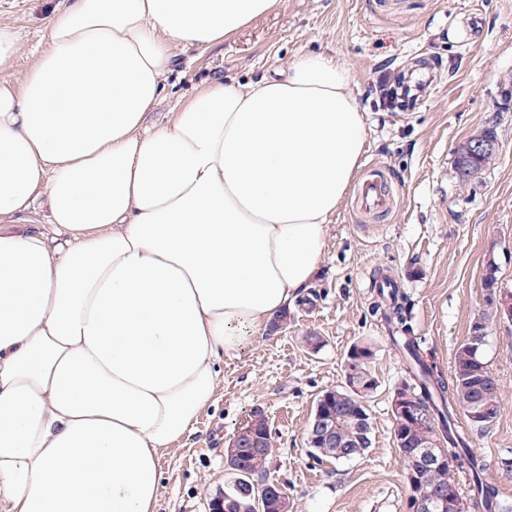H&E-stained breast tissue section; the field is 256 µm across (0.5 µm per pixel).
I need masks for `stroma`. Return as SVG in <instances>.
<instances>
[{"label": "stroma", "instance_id": "1", "mask_svg": "<svg viewBox=\"0 0 512 512\" xmlns=\"http://www.w3.org/2000/svg\"><path fill=\"white\" fill-rule=\"evenodd\" d=\"M62 2L0 0V23L20 38L13 80L45 49L49 13ZM473 16L482 24L476 40L468 37ZM306 53L326 54L348 69L367 115L363 166L388 171L395 206L362 221L344 201L327 228L319 274L287 326L220 358L211 401L160 458L156 512H211L213 492L229 479V439L258 406L274 436L270 476L285 488L292 512H405L391 408L401 365L371 313L375 285L387 274L397 280L415 333L446 372L485 304L489 256L512 290V0H280L273 13L224 43L177 49L150 118L164 119L207 83L271 76ZM417 65L444 81L415 110L399 111L388 98L389 82L400 68ZM485 127L496 134V158L460 183L454 151ZM311 332L323 340L316 353L303 342ZM367 337L375 342L371 369L379 381L367 401L372 445L351 460H314L307 432L315 402L343 384L347 350ZM483 354L505 401L473 449L500 497L512 501V473L499 465L512 457V322L490 323Z\"/></svg>", "mask_w": 512, "mask_h": 512}]
</instances>
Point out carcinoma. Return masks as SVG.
<instances>
[{"instance_id": "cac0c4a2", "label": "carcinoma", "mask_w": 512, "mask_h": 512, "mask_svg": "<svg viewBox=\"0 0 512 512\" xmlns=\"http://www.w3.org/2000/svg\"><path fill=\"white\" fill-rule=\"evenodd\" d=\"M490 149L467 155L463 147L456 150V169L459 181L468 182L495 158ZM498 263L494 255L486 261L482 288L485 308L471 320L468 337L457 347L450 376H445L428 357L422 340L414 336L406 295L398 288H381L372 306L373 313L391 327V341L403 361L405 378L395 389L407 394L423 416L432 417L434 424H402L394 428V438L403 464L408 456L441 436L452 461L463 465L448 467L439 474V482L464 494L469 512H512V503L499 498L495 484L485 478L486 467L471 448L473 435L483 432L499 418L504 393L500 381L489 391L486 375L490 365L483 355V345H475L473 336L487 338L489 324L499 319L494 299L499 286ZM374 346L369 340L355 343L346 355L344 385L323 392L316 406L335 419L336 447L324 448L322 443L308 437L309 448L317 459H353L371 446V422L367 399L378 387L370 369ZM259 418L255 445L241 449L233 466L227 467L232 479L219 491L220 512H276L275 499L267 495L270 479L269 464L274 454L272 429L263 414L251 411Z\"/></svg>"}]
</instances>
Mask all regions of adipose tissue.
I'll use <instances>...</instances> for the list:
<instances>
[{
  "label": "adipose tissue",
  "mask_w": 512,
  "mask_h": 512,
  "mask_svg": "<svg viewBox=\"0 0 512 512\" xmlns=\"http://www.w3.org/2000/svg\"><path fill=\"white\" fill-rule=\"evenodd\" d=\"M279 0H65L20 83L0 24V512H156L216 362L291 309L358 178L347 69L215 81L147 126L175 47ZM46 198L55 240L10 233Z\"/></svg>",
  "instance_id": "1"
}]
</instances>
